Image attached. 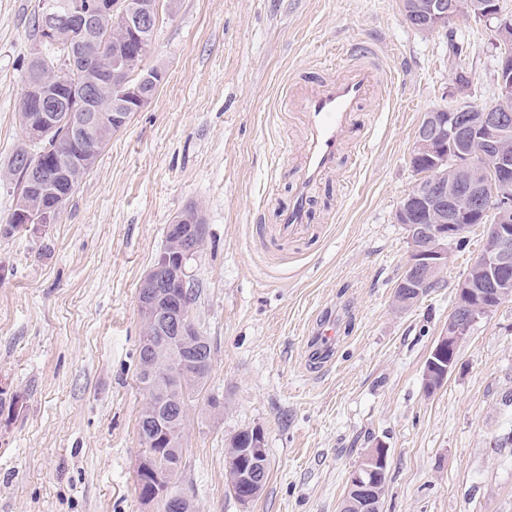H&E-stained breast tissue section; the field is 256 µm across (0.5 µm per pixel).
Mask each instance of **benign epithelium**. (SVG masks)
Segmentation results:
<instances>
[{
  "label": "benign epithelium",
  "instance_id": "7a95c632",
  "mask_svg": "<svg viewBox=\"0 0 512 512\" xmlns=\"http://www.w3.org/2000/svg\"><path fill=\"white\" fill-rule=\"evenodd\" d=\"M41 41L56 45L66 34L76 29L95 34L106 22L112 31L129 41L140 43L139 54L146 50L145 31L159 14L157 0H87L82 4L59 5L52 0L41 3ZM409 13L422 21L420 29H438L450 18L460 14L474 17L488 24L498 49L496 75L498 104L475 105L466 100L469 87L455 83L458 102L450 107L434 108L426 113L417 130L411 156L426 160L420 179L403 198L396 221L408 232L409 256L396 289L401 303L409 307L421 297L422 289L441 277L448 265L449 249L462 240L475 224L485 228V247L472 262L466 277L457 288L455 302L444 330L432 349V357L424 368L425 381H445L459 364V348L467 339L471 327L496 308V303L512 297V144L505 136L512 129V111L505 107L512 101V15L502 11L499 0H469L461 6L460 0H410ZM132 54L119 52L111 55L113 87L118 91L112 105V128L122 129L130 115L145 108L153 98L146 91L157 85L153 75L137 80L129 76ZM61 72L50 71L41 84L28 89L22 107L28 109L43 103L48 85L59 81ZM96 79L85 77L81 84L82 100L71 107L76 116L68 124L72 147L81 151L88 136L101 119L94 98L88 94ZM40 123L27 126V137L40 143L46 124L55 116L39 114ZM59 202L39 214L23 220L33 235L42 227L53 224L61 210ZM170 239L155 263L141 281L137 292L138 311L142 324L140 350L143 352L144 376L142 386L148 399L142 412L141 435L150 447L139 448L135 464L137 494L143 512H157L163 499L179 504V493L165 494L158 487L163 476L158 465V453L152 446L161 443L177 448L185 441V431L166 422L162 416L165 390L178 380V374L165 378L158 374V364L172 367L168 359L172 348L194 353L199 350L200 336L190 324L180 289L190 285L188 266L200 252L205 226L188 224L180 218L168 225ZM252 460L249 468L237 479L258 485L266 472L267 460L263 444L255 442L245 450ZM387 470L386 452L372 451L360 466L349 473L348 485L366 498L371 507L376 495V484L383 480Z\"/></svg>",
  "mask_w": 512,
  "mask_h": 512
}]
</instances>
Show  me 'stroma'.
<instances>
[{
    "label": "stroma",
    "mask_w": 512,
    "mask_h": 512,
    "mask_svg": "<svg viewBox=\"0 0 512 512\" xmlns=\"http://www.w3.org/2000/svg\"><path fill=\"white\" fill-rule=\"evenodd\" d=\"M38 0H0V224ZM144 63L163 72L42 235H0V512H140L135 491L142 330L137 291L190 207L205 242L188 271L212 368L189 405L180 485L200 512H340L347 476L388 450L382 512H512V301L472 328L434 390L423 372L484 228L452 249L439 287L393 303L409 242L396 211L429 109L496 98L494 34L461 17L429 33L403 0H161ZM375 43L389 87L361 114L311 221L276 232L304 137L288 84ZM216 397L219 408L208 404ZM263 430L270 472L242 505L227 443Z\"/></svg>",
    "instance_id": "obj_1"
}]
</instances>
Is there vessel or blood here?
Returning <instances> with one entry per match:
<instances>
[{
    "label": "vessel or blood",
    "mask_w": 512,
    "mask_h": 512,
    "mask_svg": "<svg viewBox=\"0 0 512 512\" xmlns=\"http://www.w3.org/2000/svg\"><path fill=\"white\" fill-rule=\"evenodd\" d=\"M386 84L382 67L369 52L341 74L289 87L283 105L301 114L305 136L291 198L280 210V235H291L309 223L311 198L335 173L343 152H363V142L352 136L358 114L367 101L382 97Z\"/></svg>",
    "instance_id": "1"
}]
</instances>
